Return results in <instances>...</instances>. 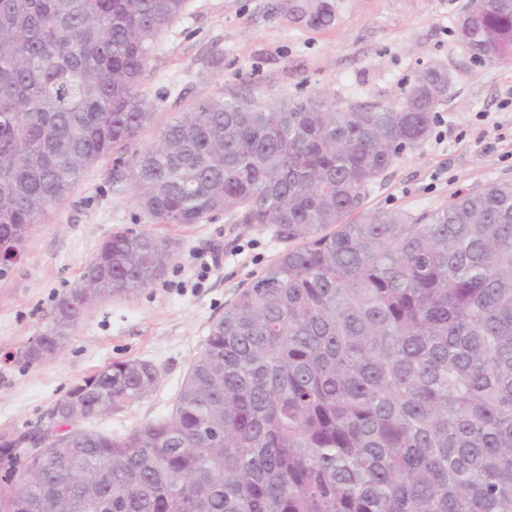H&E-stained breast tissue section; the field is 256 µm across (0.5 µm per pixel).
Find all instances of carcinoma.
<instances>
[{
    "mask_svg": "<svg viewBox=\"0 0 512 512\" xmlns=\"http://www.w3.org/2000/svg\"><path fill=\"white\" fill-rule=\"evenodd\" d=\"M186 0H0V243L26 253L83 172L113 157L154 224L224 211L287 244L215 321L170 414L126 433L81 420L160 383L149 360L82 378L83 419L0 454V512H512V183L356 223L368 187L431 132L436 72L403 100L212 97L136 143L141 79ZM476 8L469 54L512 55V0ZM169 239L118 229L84 274L149 287ZM91 306L61 295L28 364Z\"/></svg>",
    "mask_w": 512,
    "mask_h": 512,
    "instance_id": "1",
    "label": "carcinoma"
}]
</instances>
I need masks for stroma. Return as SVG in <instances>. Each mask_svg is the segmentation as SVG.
<instances>
[{"label": "stroma", "instance_id": "1", "mask_svg": "<svg viewBox=\"0 0 512 512\" xmlns=\"http://www.w3.org/2000/svg\"><path fill=\"white\" fill-rule=\"evenodd\" d=\"M466 0H187L159 39L142 78L153 112L142 135L208 97L302 100L325 92L342 103L401 100L415 77H449L429 136L369 188L364 212L412 214L448 206L462 192L512 182V59L473 60L456 29ZM331 20L316 23L317 9ZM112 163L84 172L73 194L31 237L0 281V434L41 428L53 402L104 364L146 359L162 379L124 412L88 420L123 433L169 414L212 323L239 289L276 259L269 231L217 213L159 232L176 243L166 274L139 293L96 304L64 354L33 365L19 358L56 298L79 284L101 242L120 227H148Z\"/></svg>", "mask_w": 512, "mask_h": 512}]
</instances>
